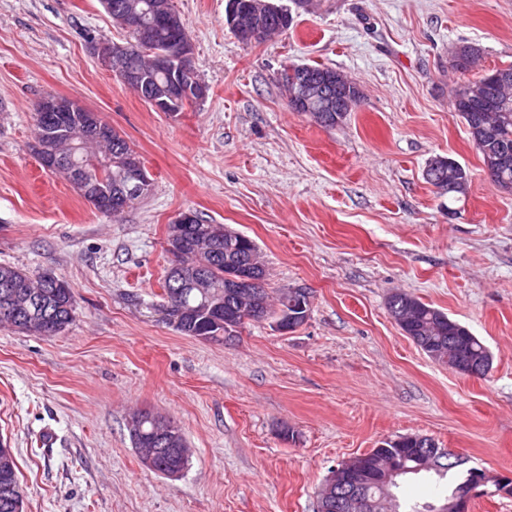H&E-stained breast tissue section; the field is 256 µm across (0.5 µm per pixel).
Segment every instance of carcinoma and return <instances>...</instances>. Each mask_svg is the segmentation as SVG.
Masks as SVG:
<instances>
[{
  "label": "carcinoma",
  "mask_w": 512,
  "mask_h": 512,
  "mask_svg": "<svg viewBox=\"0 0 512 512\" xmlns=\"http://www.w3.org/2000/svg\"><path fill=\"white\" fill-rule=\"evenodd\" d=\"M112 21L119 23L123 8L129 4L145 10L153 0H111ZM449 52L456 55L457 69L468 70L475 64L480 49L467 42L452 45ZM148 74V83L159 91L169 84L168 74L155 69L147 56L136 57ZM453 111L462 118L470 140L479 153L483 166L488 168L490 180L501 190L512 193V86L498 89L485 82V75L453 90ZM84 112H61L44 115L35 136L38 145L48 153L64 160L75 159L80 164L82 183L78 194L97 211L111 215L112 197L126 186L125 173L130 162L140 156L129 142L107 123L99 127L85 124ZM424 178L437 189L441 182L454 186L444 190L448 195L465 193L468 174L449 157L433 159L425 169ZM219 224H207L201 218L185 225L181 237L183 262L204 275L211 283L212 301L201 304L199 289L190 287V279L177 271H169L164 279V297L171 304L172 313L184 311L177 331L186 336L210 334V339L223 338L221 329L208 327L234 318L236 333L252 321L251 311L259 307L265 318L274 316L267 291L254 297V302H238L224 297V272L231 267L245 269L250 259L260 260L257 244L246 238L234 246L224 243V235H216ZM39 294L46 302L39 315L30 306L29 295ZM388 311L401 331L431 360L463 375L469 374L470 364L489 361L485 344L466 326L451 319L444 312L406 293H395L388 301ZM76 319L72 289L68 283L51 271L32 279L23 269L0 264V323L21 333L54 336L64 331ZM384 447L374 448L359 462L372 463L378 456L405 460L408 467L415 466L413 458L419 456L412 436L405 435L382 441ZM24 499L17 474L16 460L0 466V512H16L14 499Z\"/></svg>",
  "instance_id": "1"
}]
</instances>
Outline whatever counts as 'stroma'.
<instances>
[{"mask_svg":"<svg viewBox=\"0 0 512 512\" xmlns=\"http://www.w3.org/2000/svg\"><path fill=\"white\" fill-rule=\"evenodd\" d=\"M292 26L244 45L227 0H172L208 88L157 112L93 53L124 41L102 0H0V263L67 281L76 320L55 336L0 325V438L25 512H317L338 464L386 439L421 435L485 472L470 512H512V194L491 182L451 91L475 71L448 49L512 65V0H315ZM320 63L361 90L322 127L292 109L286 63ZM54 93L97 111L140 155L149 193L98 213L29 149L32 109ZM437 157L469 175L448 199L426 182ZM192 211L252 238L266 288L311 293L307 320L280 334L247 324L230 344L163 317L166 228ZM405 292L467 326L491 368L465 376L430 360L395 324ZM175 421L191 449L168 479L134 448L129 418ZM435 472L397 495L433 504Z\"/></svg>","mask_w":512,"mask_h":512,"instance_id":"obj_1","label":"stroma"}]
</instances>
